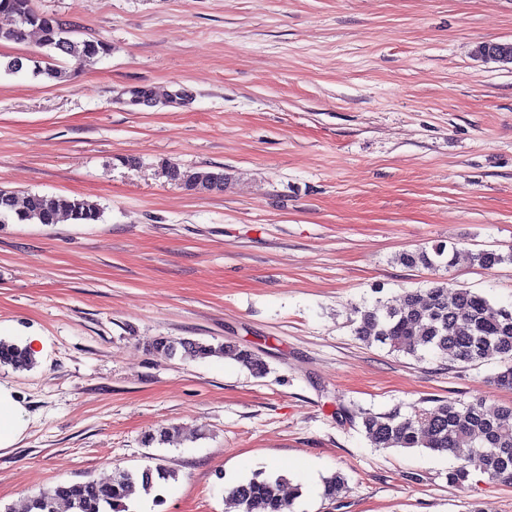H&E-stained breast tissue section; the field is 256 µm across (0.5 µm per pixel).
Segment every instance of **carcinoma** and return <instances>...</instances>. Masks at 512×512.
Instances as JSON below:
<instances>
[{"instance_id": "obj_1", "label": "carcinoma", "mask_w": 512, "mask_h": 512, "mask_svg": "<svg viewBox=\"0 0 512 512\" xmlns=\"http://www.w3.org/2000/svg\"><path fill=\"white\" fill-rule=\"evenodd\" d=\"M31 0H0V13L15 18V27L0 28L1 41H22L28 25L19 15ZM41 33L40 46L47 52L70 57L78 63H90L108 53L98 41H74L62 23L41 16L36 23ZM165 177L174 184L194 192H221L224 173L204 168H184L176 163L162 166ZM18 194L0 189V224H56L65 216L76 224H94L102 217L98 204L84 198L28 193L22 203ZM447 246L404 251L398 261L408 267L434 269L450 265ZM483 269L512 260V254L480 250L470 256ZM355 336L366 343L379 342L394 352L416 359L433 352L451 363L478 365L495 359L501 370L494 382L512 388V309L495 307L483 295L469 289L436 282L430 288L408 290L399 303L385 305L376 301L371 307L357 310ZM155 353L189 359L212 356L230 358L255 376L267 373L268 365L255 351L236 343H206L198 339L159 337L153 344ZM36 358L24 346L0 340V368L30 370ZM361 427L375 448H427L444 453L452 460L448 482L461 485L468 480L470 469L492 480L512 482V404L475 399L465 403L447 399L433 400L430 408L419 407L409 416L395 408L388 412L360 413ZM179 435L176 427H162L143 436V443L165 444ZM173 473L163 465L142 471L119 470L106 482L85 480L63 482L31 497L26 512H127L126 500L136 484L148 493L158 492ZM285 479L256 474L229 489L225 501L235 512H293L301 487L292 495L282 494ZM347 489L346 477L338 472L323 482V496L329 501L340 499Z\"/></svg>"}]
</instances>
